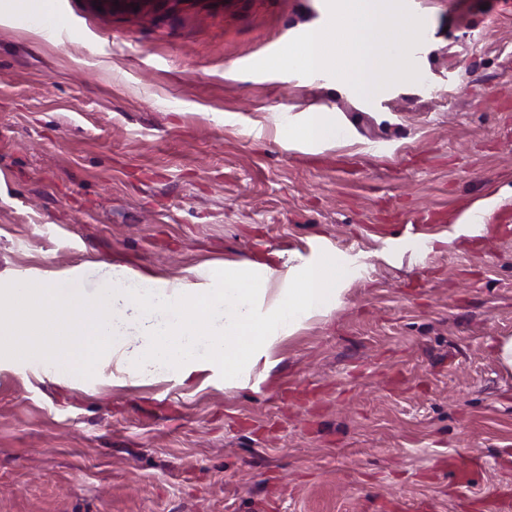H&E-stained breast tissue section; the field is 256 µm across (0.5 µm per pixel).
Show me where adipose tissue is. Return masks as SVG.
I'll use <instances>...</instances> for the list:
<instances>
[{
  "instance_id": "1",
  "label": "adipose tissue",
  "mask_w": 512,
  "mask_h": 512,
  "mask_svg": "<svg viewBox=\"0 0 512 512\" xmlns=\"http://www.w3.org/2000/svg\"><path fill=\"white\" fill-rule=\"evenodd\" d=\"M341 133L332 113L312 109L289 125L284 137L312 144L340 140ZM349 279L338 257L304 261L285 272L247 261L225 268L213 283L180 281L168 293L161 291L160 281H145L122 268L93 296L71 277L47 274L0 289V335L30 346L47 363L87 367L108 355L125 334L127 321L118 309L134 304L143 342L125 359L131 374L181 367L203 346L231 375L243 361L259 358L270 337L295 332L333 310ZM161 311L166 314L162 320L157 317ZM49 312L56 315L60 339L29 344Z\"/></svg>"
}]
</instances>
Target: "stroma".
Masks as SVG:
<instances>
[{"mask_svg":"<svg viewBox=\"0 0 512 512\" xmlns=\"http://www.w3.org/2000/svg\"><path fill=\"white\" fill-rule=\"evenodd\" d=\"M59 2L76 33L50 39L0 0V279L92 295L115 267L207 284L326 255L351 277L232 377L202 353L133 378L134 325L88 368L0 345V512H512V5L407 0L421 79L367 101L246 70L326 0ZM311 108L347 139L282 141ZM490 485L505 507L479 508ZM494 206V200L482 201L479 206L464 213L455 224L454 233L448 236V244H452L454 240L460 237H469L479 234L484 229L483 224H476L477 218L474 212H488Z\"/></svg>","mask_w":512,"mask_h":512,"instance_id":"obj_1","label":"stroma"}]
</instances>
